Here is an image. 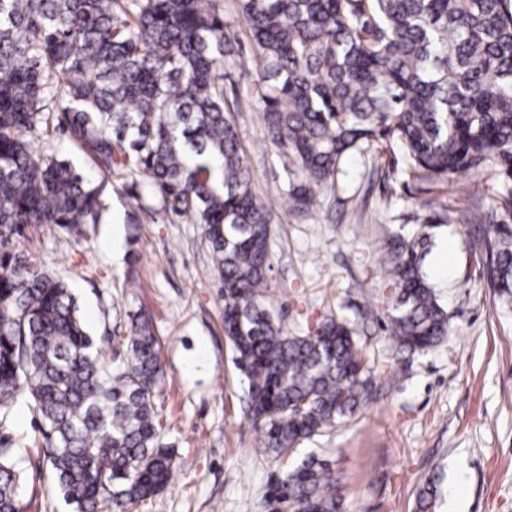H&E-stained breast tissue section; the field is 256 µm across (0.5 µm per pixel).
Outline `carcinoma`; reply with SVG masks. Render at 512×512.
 <instances>
[{"label":"carcinoma","instance_id":"obj_1","mask_svg":"<svg viewBox=\"0 0 512 512\" xmlns=\"http://www.w3.org/2000/svg\"><path fill=\"white\" fill-rule=\"evenodd\" d=\"M254 45L249 101L224 97L237 39L218 0H0V245L26 226L78 234L102 219L112 180L204 226L224 288V332L248 380L260 447L277 456L368 401L370 368L349 326L283 332L266 305L271 209L253 190L230 119L256 104L298 179L283 195L319 204L346 157L386 145L409 178L504 176V216L479 240L487 281L512 298V0H238ZM68 134L83 170L35 142ZM429 235L392 236L385 268L399 352L448 335L422 270ZM0 273V414L22 401L40 437L0 439V512H26L21 450L75 512H128L164 491L180 462L162 444L164 372L142 315L131 335L85 331L70 285L24 252ZM442 477L418 494L435 507ZM339 481L309 455L276 477L270 512H340Z\"/></svg>","mask_w":512,"mask_h":512}]
</instances>
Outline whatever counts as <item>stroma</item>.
Instances as JSON below:
<instances>
[{
  "label": "stroma",
  "mask_w": 512,
  "mask_h": 512,
  "mask_svg": "<svg viewBox=\"0 0 512 512\" xmlns=\"http://www.w3.org/2000/svg\"><path fill=\"white\" fill-rule=\"evenodd\" d=\"M257 195L274 212L267 306L284 332L314 333L346 321L370 368L369 405L303 441L342 478V512H416L417 492L441 467L435 512H512V302L489 288L475 242L498 210L495 163L426 186L408 182L387 151L349 156L319 208L290 211L286 173L260 110L237 115ZM469 190L461 196L459 187ZM106 221L80 236L54 224L14 236L16 250L70 282L91 335L127 336L148 313L161 341L165 383L156 399L163 442L182 461L168 488L134 512H267L264 496L291 466L266 454L245 412V379L224 335V299L202 225L104 197ZM447 210L433 245L454 243L447 276L432 277L448 334L422 354L397 352L387 316L392 290L383 260L389 236Z\"/></svg>",
  "instance_id": "35a3bbf8"
}]
</instances>
